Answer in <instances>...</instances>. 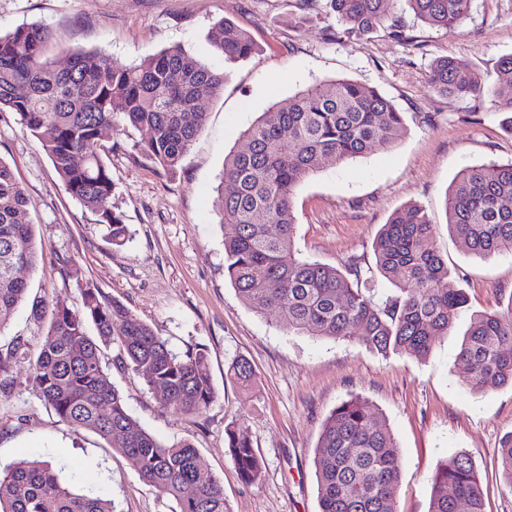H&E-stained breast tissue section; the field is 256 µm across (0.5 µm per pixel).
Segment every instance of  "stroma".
<instances>
[{
    "instance_id": "1",
    "label": "stroma",
    "mask_w": 512,
    "mask_h": 512,
    "mask_svg": "<svg viewBox=\"0 0 512 512\" xmlns=\"http://www.w3.org/2000/svg\"><path fill=\"white\" fill-rule=\"evenodd\" d=\"M391 16L408 36L389 29L358 37L343 32L327 0H0V32L29 24L53 31L58 67L68 48L101 49L132 63L178 45L212 70L227 73L223 90L202 101L205 124L181 165L163 170L141 151L146 129L104 130L98 149L112 175L108 206L121 214L126 241L114 245L95 214L72 197L38 140L18 114L0 112V160L28 197L35 269L20 276L31 295L79 308L85 288L122 302L181 354L204 350L216 397L200 416L158 407L116 348L102 364L129 412L164 442L186 440L199 464L224 485L229 512H320L313 464L323 424L343 401L358 396L385 418L400 451L395 512H428L438 462L458 452L474 461L486 512H512V488L500 471V449L512 434V387L472 391L458 359L473 315L502 310L512 298V255L476 258L448 233L445 193L457 173L483 162L512 161L503 113L481 98L436 94L433 61L450 56L499 85L497 62L512 54V0H471L462 25L445 31L418 20L407 0ZM227 19L247 30L258 54L225 60L208 33ZM315 78H347L379 90L403 115L404 134L390 147L320 172L293 197L294 244L303 256L343 269L358 264L379 297L393 285L376 267L374 242L382 224L409 206L424 210L433 243L468 296L447 336L419 359L385 357L356 338L316 339L288 332L274 316L253 312L237 296L224 268V234L216 208L225 156L246 146L244 130L273 104ZM29 305L0 334L8 384L0 387V468L33 456L52 462L75 487H93L118 512H172L171 501L142 482L119 452L98 435L60 421L32 386L29 363L7 359L16 337L38 341ZM256 382L229 376L237 359ZM247 436L263 461L261 480L245 485L226 452V431Z\"/></svg>"
}]
</instances>
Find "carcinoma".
I'll use <instances>...</instances> for the list:
<instances>
[{
    "label": "carcinoma",
    "mask_w": 512,
    "mask_h": 512,
    "mask_svg": "<svg viewBox=\"0 0 512 512\" xmlns=\"http://www.w3.org/2000/svg\"><path fill=\"white\" fill-rule=\"evenodd\" d=\"M347 34L367 36L389 20V0H330ZM421 21L455 30L471 0H408ZM211 44L230 61L257 53L251 36L229 21L216 23ZM53 33L31 24L0 35V112L17 113L39 140L66 190L98 214L112 243L127 227L106 207L110 170L97 150L102 131L131 126L149 131L143 154L173 171L205 123L199 102L217 95L225 74L173 46L124 65L99 50L75 49L68 67L55 65ZM431 88L457 99L497 97L481 78L452 58L437 60ZM403 117L375 88L347 79H316L270 107L245 135L248 149L228 154L218 186L225 271L239 299L272 312L290 331L342 339L359 337L368 349L419 358L448 335L467 295L453 281L435 246L433 225L417 207L396 212L376 238V267L396 286L383 301L353 264L342 271L294 248L295 188L327 161L346 163L374 145H392ZM230 186L224 191V186ZM28 198L0 161V332L26 300L17 267L37 266L33 225L24 221ZM448 229L480 259L512 254V162L464 168L445 196ZM47 324L32 364L34 391L59 419L89 430L119 451L139 478L176 504L175 512H228L219 477L197 463L187 441L164 443L128 413L103 370V349L132 369L155 393L160 408L200 415L215 398L206 356L180 355L123 304L88 288L82 308L44 299L32 303ZM96 335H88V326ZM474 391L512 385V295L506 309L473 316L458 353ZM243 387L255 382L245 359L230 367ZM227 450L240 479L255 484L262 460L252 442L227 430ZM321 512H393L400 487L399 448L386 422L358 398L342 402L326 419L314 455ZM501 471L512 488V434L503 441ZM484 490L471 457L439 461L429 512H485ZM0 512H114L94 488L61 481L52 463L24 458L0 470Z\"/></svg>",
    "instance_id": "1"
}]
</instances>
